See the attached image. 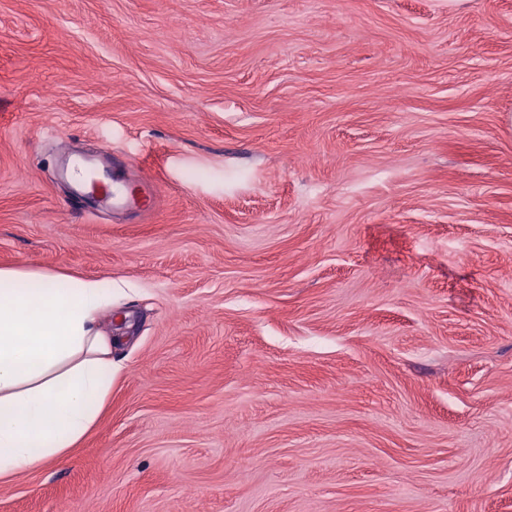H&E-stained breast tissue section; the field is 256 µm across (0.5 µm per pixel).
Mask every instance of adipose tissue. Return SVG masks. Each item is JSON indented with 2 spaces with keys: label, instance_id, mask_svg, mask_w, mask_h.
Listing matches in <instances>:
<instances>
[{
  "label": "adipose tissue",
  "instance_id": "ef3b65f1",
  "mask_svg": "<svg viewBox=\"0 0 512 512\" xmlns=\"http://www.w3.org/2000/svg\"><path fill=\"white\" fill-rule=\"evenodd\" d=\"M111 283L0 268V481L43 468L97 422L119 365L98 319Z\"/></svg>",
  "mask_w": 512,
  "mask_h": 512
}]
</instances>
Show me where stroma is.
Listing matches in <instances>:
<instances>
[{"label": "stroma", "mask_w": 512, "mask_h": 512, "mask_svg": "<svg viewBox=\"0 0 512 512\" xmlns=\"http://www.w3.org/2000/svg\"><path fill=\"white\" fill-rule=\"evenodd\" d=\"M1 267L128 294L0 512H512V0H0ZM92 159L74 158L71 152H64V160L58 170V176L69 179L75 189L70 198L71 204H82L86 206L85 193L98 197L105 202L107 207L124 208L136 207L144 211L150 210L156 202V194L144 178H138V185L126 183L127 178L113 177L112 182H104L90 179H83V173L89 169L88 163Z\"/></svg>", "instance_id": "obj_1"}]
</instances>
